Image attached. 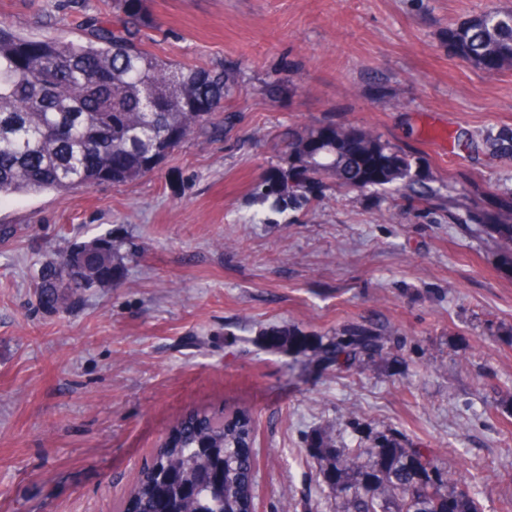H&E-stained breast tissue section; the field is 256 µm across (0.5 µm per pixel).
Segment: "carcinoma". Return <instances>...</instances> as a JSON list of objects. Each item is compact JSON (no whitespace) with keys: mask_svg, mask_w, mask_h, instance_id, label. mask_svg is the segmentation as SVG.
Segmentation results:
<instances>
[{"mask_svg":"<svg viewBox=\"0 0 512 512\" xmlns=\"http://www.w3.org/2000/svg\"><path fill=\"white\" fill-rule=\"evenodd\" d=\"M117 24L94 26L84 42H31L0 26V199L65 193L101 181L126 185L151 172L174 149L165 134L187 138L222 130L214 113L237 87V72L186 69L141 48L140 0H113ZM448 51L486 71L512 65V10L488 11L448 26ZM288 132L290 176L308 171L339 192L384 188L400 194L414 185L412 160L380 138L354 128ZM492 154L512 152V131L485 140ZM279 198L319 196L299 181L276 189ZM485 220L500 251L512 256V224ZM110 234L75 243L43 262L34 286L40 301L59 308L93 288L115 285L128 253ZM366 344L337 342L330 361L346 370ZM255 419L242 409H191L173 420L149 462L139 470L121 512H254ZM309 453L323 462L329 492L343 512H479L472 491L448 490V472L431 455L387 440L375 448L312 439Z\"/></svg>","mask_w":512,"mask_h":512,"instance_id":"1","label":"carcinoma"}]
</instances>
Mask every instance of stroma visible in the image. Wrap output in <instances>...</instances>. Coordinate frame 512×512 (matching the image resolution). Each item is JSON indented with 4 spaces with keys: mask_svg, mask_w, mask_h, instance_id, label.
<instances>
[{
    "mask_svg": "<svg viewBox=\"0 0 512 512\" xmlns=\"http://www.w3.org/2000/svg\"><path fill=\"white\" fill-rule=\"evenodd\" d=\"M512 0H142V44L186 68L229 63L225 135L194 138L146 177L0 201V512H115L169 424L225 405L255 417V512H340L306 452L314 432L433 449L481 512L512 502V260L470 213L512 156L463 148L512 129V67L473 68L447 30ZM112 0H0L34 42L82 41ZM361 129L410 155L419 193L283 203L280 135ZM133 252L123 280L41 305L42 262L100 233ZM354 372L316 348L357 329ZM289 330L312 346H270Z\"/></svg>",
    "mask_w": 512,
    "mask_h": 512,
    "instance_id": "35a3bbf8",
    "label": "stroma"
}]
</instances>
